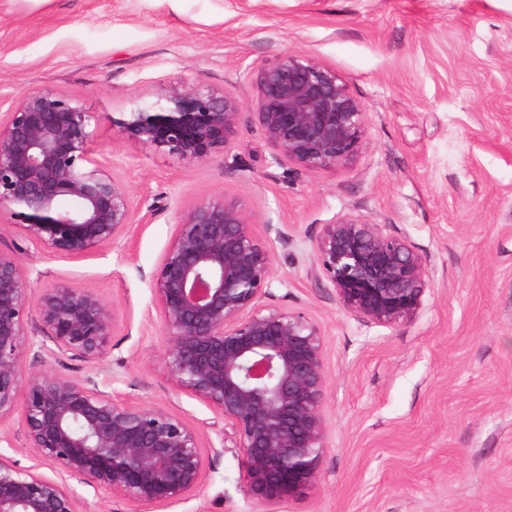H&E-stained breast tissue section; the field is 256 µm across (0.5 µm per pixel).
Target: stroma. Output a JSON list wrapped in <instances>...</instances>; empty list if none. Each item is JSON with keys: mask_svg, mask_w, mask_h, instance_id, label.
I'll use <instances>...</instances> for the list:
<instances>
[{"mask_svg": "<svg viewBox=\"0 0 512 512\" xmlns=\"http://www.w3.org/2000/svg\"><path fill=\"white\" fill-rule=\"evenodd\" d=\"M294 50L336 71L364 106L363 144L344 166L276 165L249 119L211 162L144 147L112 123L169 83L250 103L242 71ZM34 88L92 113L101 159L137 208L167 206L80 259L0 223V249L32 284L29 311L46 287L89 288L114 308L107 357L55 372L96 368L113 399L163 406L221 452L186 499L143 512H512V0H0V116ZM226 194L272 249L271 305L324 335L321 479L273 505L244 491L237 458L221 450L223 420L174 388L161 360L150 275L179 214ZM349 215L387 225L425 260L430 288L412 321L358 319L311 277L323 224ZM0 454L53 473L23 448L20 412L0 417ZM66 484L80 512H142Z\"/></svg>", "mask_w": 512, "mask_h": 512, "instance_id": "1", "label": "stroma"}]
</instances>
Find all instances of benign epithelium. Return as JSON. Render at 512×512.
Wrapping results in <instances>:
<instances>
[{"label":"benign epithelium","mask_w":512,"mask_h":512,"mask_svg":"<svg viewBox=\"0 0 512 512\" xmlns=\"http://www.w3.org/2000/svg\"><path fill=\"white\" fill-rule=\"evenodd\" d=\"M242 78L275 164L327 170L359 152L366 112L334 70L290 51ZM241 109L229 94L177 83L113 123L147 148L210 162L218 148L231 149ZM91 120L78 100L33 89L0 122V223L22 218L27 237L52 255L82 257L135 223L128 187L98 158ZM254 225L235 197L197 203L181 215L151 280L170 381L223 416L246 491L277 502L320 479L324 339L309 317L262 303L272 296L273 252ZM312 251L311 276L351 315L396 327L422 308L427 266L386 225L343 217L322 225ZM27 296L19 258L0 250V416L21 410L24 447L59 474L138 505L196 490L206 464L201 435L177 415L112 399L91 370L79 379L50 369L23 375L30 356L103 358L110 305L91 289L46 288L32 318ZM0 512L78 510L62 479L0 455Z\"/></svg>","instance_id":"benign-epithelium-1"}]
</instances>
